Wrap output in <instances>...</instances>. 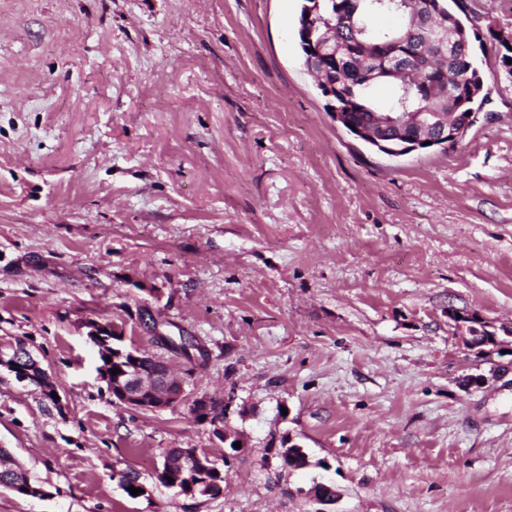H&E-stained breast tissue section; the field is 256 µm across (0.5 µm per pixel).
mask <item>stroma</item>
Here are the masks:
<instances>
[{
	"instance_id": "obj_1",
	"label": "stroma",
	"mask_w": 512,
	"mask_h": 512,
	"mask_svg": "<svg viewBox=\"0 0 512 512\" xmlns=\"http://www.w3.org/2000/svg\"><path fill=\"white\" fill-rule=\"evenodd\" d=\"M300 0H0V448L49 497L0 512H512V0H461L488 98L448 149L379 153L336 124L298 47ZM168 361L189 400L141 411L99 379L85 324ZM483 376L481 387L467 376ZM199 397L234 405L225 460ZM307 455L293 470L283 439ZM207 452L215 497L161 484ZM123 472L147 489L129 497ZM467 323H472L473 325H468L469 327V330L472 334H476V341H477V344L478 347L481 346V344L488 338H490L491 336H495L497 335L495 331H491V330H488V329H484L483 328V325H479L478 324V320H473V321H466ZM476 325H479V327H477ZM468 328H466V332H465V335L462 336L463 337V340H464V343H465V346L466 348H470L472 349L473 347V337L471 335V333L469 332ZM485 346H490L491 348L490 349H485L484 348V351L486 353H491L492 351L495 350V348L498 347L499 345V341L497 339V336L494 337V343H489V342H486L484 344ZM0 367L6 368L21 382L30 383L36 377L43 381L47 380L45 370L40 367V363L33 358L24 345L16 350L15 354L10 357V361H8V357L0 355Z\"/></svg>"
}]
</instances>
